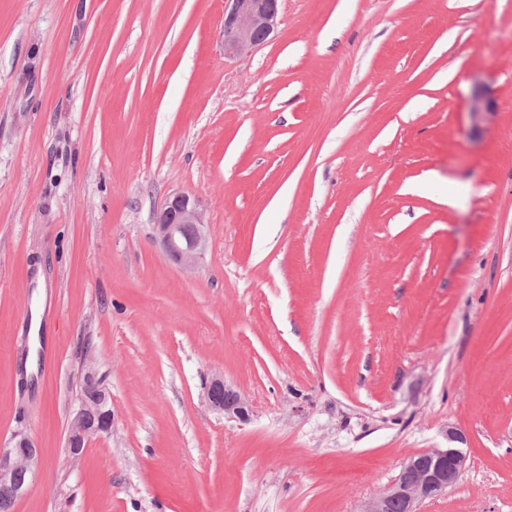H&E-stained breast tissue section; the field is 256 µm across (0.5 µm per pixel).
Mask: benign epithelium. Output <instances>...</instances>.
<instances>
[{
    "label": "benign epithelium",
    "instance_id": "obj_1",
    "mask_svg": "<svg viewBox=\"0 0 512 512\" xmlns=\"http://www.w3.org/2000/svg\"><path fill=\"white\" fill-rule=\"evenodd\" d=\"M282 0H224V52L240 55L271 40L280 22ZM492 113L490 102L480 91L474 93L471 114L481 121ZM155 240L167 259L190 270L209 248V223L195 196L179 192L166 199L157 214ZM85 388L95 398L78 403L68 426L70 455L79 458L89 440L112 429L110 394L88 367ZM207 406L242 422L249 420V404L224 382L221 375L211 377L205 387ZM426 464L413 457L403 466L398 480L382 494L368 500L362 512H390L398 502L402 512H416V504L445 492L457 484L466 463L465 449L434 448L424 454ZM40 450L31 437L17 432L9 445L0 448V486L23 497L40 466Z\"/></svg>",
    "mask_w": 512,
    "mask_h": 512
}]
</instances>
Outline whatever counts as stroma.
<instances>
[{"label": "stroma", "mask_w": 512, "mask_h": 512, "mask_svg": "<svg viewBox=\"0 0 512 512\" xmlns=\"http://www.w3.org/2000/svg\"><path fill=\"white\" fill-rule=\"evenodd\" d=\"M223 19L0 0V448L41 450L11 512H360L452 427L418 512H512V0H284L236 57ZM91 365L112 430L75 459ZM155 240L167 259L190 270L209 248V223L195 196L179 192L166 199L157 214ZM204 399L207 406L225 416L245 422L249 420V404L237 391L224 382L221 375L211 377L205 387Z\"/></svg>", "instance_id": "35a3bbf8"}]
</instances>
